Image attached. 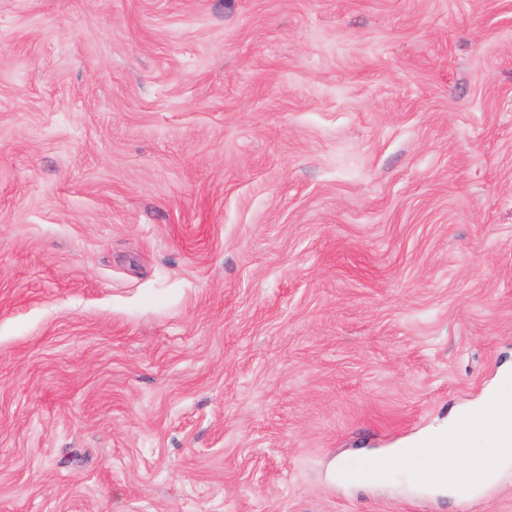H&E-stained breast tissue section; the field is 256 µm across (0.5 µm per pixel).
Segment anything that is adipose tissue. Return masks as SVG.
Segmentation results:
<instances>
[{"mask_svg": "<svg viewBox=\"0 0 512 512\" xmlns=\"http://www.w3.org/2000/svg\"><path fill=\"white\" fill-rule=\"evenodd\" d=\"M488 432L494 437L491 445L483 448L480 460L486 477H493L497 468L512 460V375L504 374L491 395L490 400L466 413L465 417L453 421L447 431L435 432L427 443L437 454L444 456L442 466L429 468L420 474L421 481L429 487L448 488L454 491L467 490L472 482V472L462 458L475 433Z\"/></svg>", "mask_w": 512, "mask_h": 512, "instance_id": "obj_1", "label": "adipose tissue"}]
</instances>
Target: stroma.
I'll use <instances>...</instances> for the list:
<instances>
[{
    "instance_id": "obj_1",
    "label": "stroma",
    "mask_w": 512,
    "mask_h": 512,
    "mask_svg": "<svg viewBox=\"0 0 512 512\" xmlns=\"http://www.w3.org/2000/svg\"><path fill=\"white\" fill-rule=\"evenodd\" d=\"M512 369V0H0V512H512L341 465Z\"/></svg>"
}]
</instances>
